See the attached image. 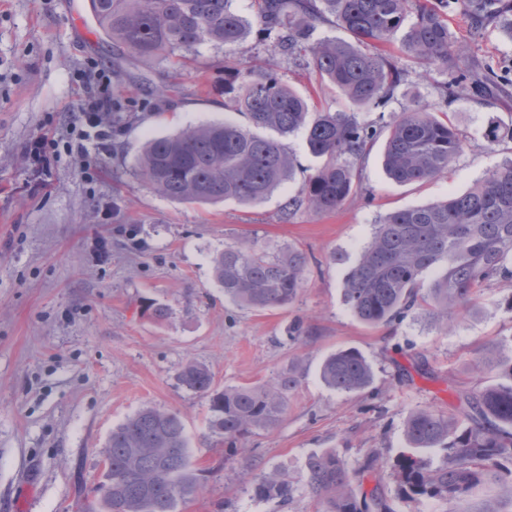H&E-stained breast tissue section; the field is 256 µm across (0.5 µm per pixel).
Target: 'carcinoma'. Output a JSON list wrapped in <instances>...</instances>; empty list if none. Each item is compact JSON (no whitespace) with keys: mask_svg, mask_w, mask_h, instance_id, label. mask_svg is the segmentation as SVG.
<instances>
[{"mask_svg":"<svg viewBox=\"0 0 512 512\" xmlns=\"http://www.w3.org/2000/svg\"><path fill=\"white\" fill-rule=\"evenodd\" d=\"M232 0H90L105 39L122 59L144 63L182 58L209 44L242 46L250 24L231 8ZM263 40L310 69L318 84L331 87L355 106L384 108L403 81L404 70L386 47L400 40L418 63L437 62L448 72L447 98H459L500 84L493 70L481 73L467 58L468 41L452 30L448 13L462 8L475 21L508 22L512 0H255ZM414 22L397 38L409 12ZM334 23L351 40H313L316 23ZM224 106L243 114L245 126L226 122L188 127L148 141L137 175L167 198L216 204H251L291 181L296 163L283 141L305 134L309 152L323 164L288 197L284 216L302 208L331 213L355 197L360 186L353 166L380 131L347 112L319 109L282 80L272 67L242 70L224 65ZM464 147L455 126L418 103L403 108L388 129L383 165L397 183L426 181L448 171ZM224 297L253 309L293 302L303 284L309 257L297 247L269 252L251 241L224 246L212 258ZM442 268L424 284L423 274ZM512 276V161L488 173L464 194L437 204L387 213L344 281V301L363 323L378 327L403 321L415 310L436 320L473 305L483 287ZM372 368L355 348L329 355L321 367L324 383L354 393L372 381ZM179 381L208 399L210 428L228 448L255 429L279 424L288 396L300 383L291 367L268 386L239 385L218 391L208 370L189 362ZM465 409L447 416L429 408L411 411L405 421L406 450L392 465L398 499L462 502L474 489L500 485L512 506V384L463 394ZM443 448L447 461L432 468L423 457ZM377 455L350 471L334 449L311 455L302 473L307 492L327 501L328 512H396L384 490L356 497L353 479L374 468ZM104 466L112 493H95L99 512H176L177 503L203 491L190 462L189 442L180 416L147 407L112 430ZM261 499L290 496L279 474L247 473Z\"/></svg>","mask_w":512,"mask_h":512,"instance_id":"cac0c4a2","label":"carcinoma"}]
</instances>
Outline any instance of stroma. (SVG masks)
<instances>
[{
  "instance_id": "1",
  "label": "stroma",
  "mask_w": 512,
  "mask_h": 512,
  "mask_svg": "<svg viewBox=\"0 0 512 512\" xmlns=\"http://www.w3.org/2000/svg\"><path fill=\"white\" fill-rule=\"evenodd\" d=\"M116 49L103 41L89 0H0V512H11L27 478L37 492L28 512H87L102 473L108 438L144 407L178 412L190 438L202 494L176 512H325L300 475L312 453L336 450L349 469L378 455L375 475L354 494L397 486L390 466L405 448L404 421L414 409L457 412V391L503 383L478 358L512 356V279L488 284L476 303L449 312L447 324L417 313L370 327L344 302L343 284L390 211L461 194L512 160V141L489 144L492 126H512V40L486 23L470 43L478 66L502 75L497 93L444 100L439 65L398 61L405 78L386 108L351 110L335 90L320 106L353 111L358 121L390 124L410 101L447 112L464 149L447 174L400 184L383 167L384 139L357 160L361 190L336 212L301 210L282 220L288 196L321 164L303 135L288 139L294 180L259 203L172 200L137 175L143 144L189 126L241 122L224 106V62H271L283 80L310 93L314 77L268 43L200 46L183 62L123 63L109 94L135 103L123 133L75 158L67 147L74 106L91 67L113 71ZM52 133L56 156L41 169L30 149ZM251 240L275 251L290 245L310 257L297 298L253 311L224 298L211 260L224 245ZM106 242L107 258L97 256ZM167 304L162 322L144 301ZM302 338H292L295 324ZM345 348L369 361L364 390L327 387L325 358ZM206 367L216 389L269 385L295 367L300 385L279 425L258 430L236 453L211 431L204 398L178 375L187 362ZM275 471L292 487L288 501L257 498L243 475Z\"/></svg>"
}]
</instances>
